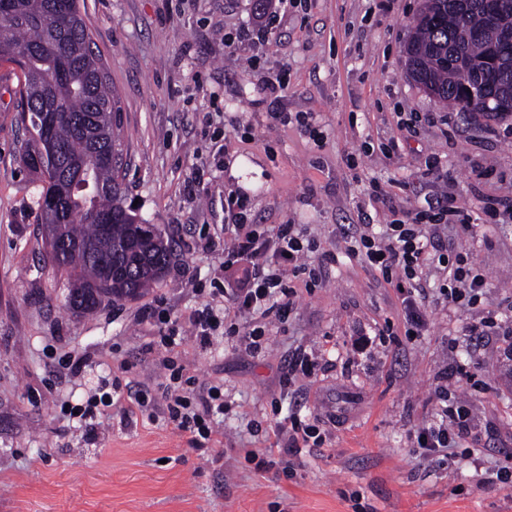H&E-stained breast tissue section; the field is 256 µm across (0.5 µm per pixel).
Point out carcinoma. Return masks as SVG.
Listing matches in <instances>:
<instances>
[{
	"label": "carcinoma",
	"mask_w": 512,
	"mask_h": 512,
	"mask_svg": "<svg viewBox=\"0 0 512 512\" xmlns=\"http://www.w3.org/2000/svg\"><path fill=\"white\" fill-rule=\"evenodd\" d=\"M512 17V0H424L406 47L412 79L466 112L462 82L482 84L504 115H512V44L479 37L488 11ZM0 62L21 72L22 123L29 138L22 161L42 183L40 199L68 203L57 237L69 247L57 269L81 312L134 300L165 276L172 245L155 224L126 206L119 95L91 38L80 0H0ZM55 112L57 144L66 164L57 174L45 157L36 113Z\"/></svg>",
	"instance_id": "carcinoma-1"
}]
</instances>
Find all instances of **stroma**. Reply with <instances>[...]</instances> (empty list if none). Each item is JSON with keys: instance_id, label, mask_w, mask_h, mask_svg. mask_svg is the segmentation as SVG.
Wrapping results in <instances>:
<instances>
[{"instance_id": "stroma-1", "label": "stroma", "mask_w": 512, "mask_h": 512, "mask_svg": "<svg viewBox=\"0 0 512 512\" xmlns=\"http://www.w3.org/2000/svg\"><path fill=\"white\" fill-rule=\"evenodd\" d=\"M86 22L122 108L125 194L171 237L164 279L135 300L89 314L66 307L68 280L46 259L41 184L22 161L17 71L0 63V512H512V351L495 336L469 338L466 313L439 308L425 336L385 339L371 357L351 352L356 330L403 329L393 288L343 258V224L387 223L391 208H423L448 193L471 219L482 201L512 195V116L473 123L410 78L405 46L423 0H291L261 49L225 36L250 27L255 0H84ZM288 73L278 97L261 77ZM281 120H273V113ZM429 115L414 132L398 113ZM400 140L397 155L380 145ZM453 184L422 179L428 155ZM489 170L476 178L473 165ZM379 182L391 203L370 201ZM246 197L258 224L300 225L337 255L314 291L299 289L287 324L261 352L186 338V375L224 388L230 405L212 441L192 448L162 416L124 422L105 409L97 426L69 419L95 387L156 390L164 380L156 303L185 318L224 278V200ZM453 244L471 253L496 310L512 295V224L480 227ZM326 351L324 371L297 377L294 354ZM83 356L71 373L61 363ZM465 369L459 382L445 376ZM447 386L472 426L451 463L420 457L415 431ZM328 430L323 447L258 463L285 412ZM502 468L507 483L481 484Z\"/></svg>"}]
</instances>
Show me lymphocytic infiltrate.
Here are the masks:
<instances>
[{"instance_id": "lymphocytic-infiltrate-1", "label": "lymphocytic infiltrate", "mask_w": 512, "mask_h": 512, "mask_svg": "<svg viewBox=\"0 0 512 512\" xmlns=\"http://www.w3.org/2000/svg\"><path fill=\"white\" fill-rule=\"evenodd\" d=\"M226 210L231 222L224 230L231 244L224 250L225 271L239 272L236 287L222 290L230 318L219 319L212 305L195 309L188 318L200 347L212 343L216 330H223L225 342L244 345L249 351L261 349L266 341L265 320L286 323L294 310L296 289L292 279L304 280L312 288L322 280L321 267L305 263L307 254L316 252L315 240L304 237L297 225L278 224L272 228L252 223L247 217L248 202L228 198ZM453 226L460 235H474L476 227L465 218L451 195L428 204L421 210L401 211L399 218L386 224L381 235H374L370 225L344 224L340 235L347 245L348 258L379 273L384 282L395 288L401 299L405 331L423 336L428 325L425 305L427 289L423 283L427 270L446 272L437 290L440 297L464 311L477 309L489 284L479 274L469 254L442 244L438 231ZM171 372L169 383L160 387V397L147 390H113L91 395V406H120L125 418L147 414L156 403H163L168 420L187 434L191 447L200 448L212 439L209 424L212 413L223 412L219 387H210L206 397L195 398L192 378L183 377L174 357L164 360ZM439 406L433 423L414 434L422 456L428 457L443 448H452L470 429L466 406L448 402L447 392H440Z\"/></svg>"}]
</instances>
